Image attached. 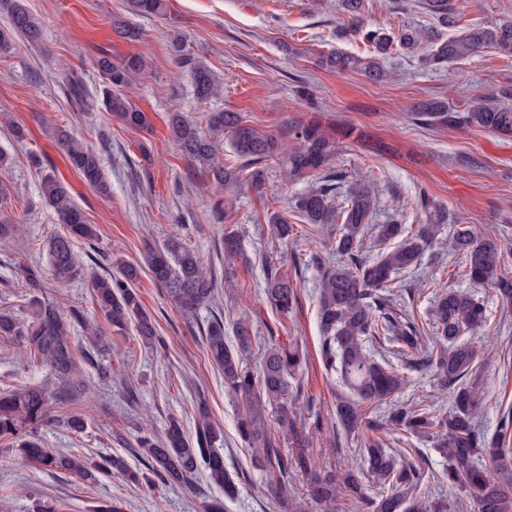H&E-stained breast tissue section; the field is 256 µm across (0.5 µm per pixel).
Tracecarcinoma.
Segmentation results:
<instances>
[{"label": "carcinoma", "mask_w": 512, "mask_h": 512, "mask_svg": "<svg viewBox=\"0 0 512 512\" xmlns=\"http://www.w3.org/2000/svg\"><path fill=\"white\" fill-rule=\"evenodd\" d=\"M337 2L345 16L339 37H358L370 46L372 54L360 57L340 48L323 52L317 64L329 71H360L372 80L381 81L387 77L384 62L396 47L417 55L422 68L435 71L488 47L512 58V23L462 26L463 14L454 0H424L427 11L440 26L462 27L460 33L444 40L437 31L421 26L387 33L365 22V0ZM128 5L131 12L139 15L165 12V0H128ZM8 7L9 26L0 29L1 56L14 49L18 36L29 43H36L42 37L41 22L26 8L24 0H10ZM112 27L126 39L136 41L140 37L138 29L118 16L112 17ZM172 50L175 60L191 71L198 99L208 100L220 93L209 66L186 52L178 34L173 36ZM145 67V59L140 55L120 63L107 57L98 60L103 103L135 128L144 127L147 118L127 101L122 91ZM510 97L512 87L498 96L475 94L462 109L443 100L427 99L417 104L414 116L429 124L478 127L508 136L512 135V107L505 100ZM207 122L203 131L178 110L168 118L171 136L184 157L228 193L227 197L213 201L212 211L216 216L232 208L229 200L241 184L246 182L253 190L262 191L267 165L276 161L293 181L316 177L311 187L292 198L289 208L304 222L309 233L325 232L334 245L335 256L321 261L317 270V317L324 334L327 368L338 373L349 390V394L336 402V418L345 431L362 436L364 441L355 466L344 475L322 465L309 448L305 435L296 428V407L289 396L293 394L296 373L303 361L300 351L265 340L258 346L260 366L254 370L247 364L252 339L244 323L234 327V347L225 340L224 322H213L208 329V357L224 375L225 390L238 401L239 437L245 446L255 450V466L270 477L276 512H300V506L287 491L288 478L297 473L311 479L313 497L322 504L333 505L336 496L341 495L357 512H451L446 499L423 502L415 498L414 491L423 481L424 472L406 454L388 451L383 439L375 435L379 425L364 413L363 404L391 399L406 385V379L388 359L376 357L372 343L381 336L396 347L398 355H417L419 365L435 370L441 385L453 393L452 408L442 414L427 405H391L388 429L416 436L436 435V446L448 461V487L459 493L457 507L466 503L473 507V512H512V474L495 478L483 465L485 460L494 464L506 461L512 448L504 447V441L499 438H489L473 424L476 392L463 384L477 361L475 346L463 336H476L485 326L484 303L473 293L461 290H444L436 295L431 309L436 346L432 352L424 348L420 328L398 312L386 294L396 275L417 266L440 226L448 223V208L421 195L424 217L418 230L409 232L395 219L376 225L375 241L381 249L376 257L366 259L364 241L378 207L376 177L369 174L348 182L331 172L336 146L325 130L312 122L299 124L291 132L296 144L288 148L278 135L244 124L237 112H212ZM51 135L84 181L97 193L108 195L110 185L99 152L67 129L56 127ZM226 140L237 155L247 160L239 170L225 167L220 157ZM340 193L344 199L339 203L336 198ZM41 195L67 227V233L53 237L49 243L53 275L59 280L79 278L84 271L75 261L74 242L79 238H94L93 225L87 223L68 186L55 174L43 175ZM268 223L278 238L286 240L293 236L294 225L288 223V217L274 212ZM452 237L455 250L464 259L468 279L494 286L503 301L512 303V279L501 273L504 252L498 242L479 235L467 224L453 225ZM221 241L224 279L228 281L234 275L235 264H245L249 257L241 249L237 231L224 232ZM390 241L393 246L383 248ZM144 268L186 315L208 304L214 298L215 288L195 251L178 238L170 239L162 248L148 247L141 264L124 262L119 274L94 277L93 299L112 326L122 331L134 325L143 342L154 348L158 342L156 328L134 288ZM265 280L268 303L288 314L294 307L296 288L268 261ZM0 336L22 337L30 360L49 367L63 391L74 392L77 362L66 320L54 302H37L35 316L26 325L0 314ZM269 409L275 412L279 428L291 435V448L280 447V442L270 435L266 418ZM197 411L195 438L186 436L181 425L172 421L161 441L147 438L141 441V447L151 459L150 470L164 481L188 486L203 464L209 483L224 492V499H233L239 489L224 465L223 449L216 447L223 431L210 421L206 404L199 403ZM49 422L48 395L44 388L29 386L0 392V437L17 442V450L28 465L35 469H65L92 478L88 461L42 447L37 429ZM368 430L374 435H367ZM364 478L371 480L379 491L369 494L362 483Z\"/></svg>", "instance_id": "cac0c4a2"}]
</instances>
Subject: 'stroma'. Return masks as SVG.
Listing matches in <instances>:
<instances>
[{"label": "stroma", "mask_w": 512, "mask_h": 512, "mask_svg": "<svg viewBox=\"0 0 512 512\" xmlns=\"http://www.w3.org/2000/svg\"><path fill=\"white\" fill-rule=\"evenodd\" d=\"M41 20L39 44L17 40L0 57V151L12 163L4 176L11 184L0 200V213L15 217L19 233L0 241V313L18 322L31 319L36 302H57L63 313L80 310L100 332L90 339L81 326L70 329L76 358L90 355L82 367L84 387L72 402L50 387L51 425L43 427V447L88 458L99 466L96 483L74 473L36 470L27 466L10 440H0V512H37L47 502H62L66 512H199L212 489L205 473L192 488L166 483L151 475L139 439L161 438L169 420H177L187 436L198 426L197 404L206 402L212 421L223 428L224 460L240 475L239 493L224 512H274L265 471L252 463L253 449L237 433V409L224 390V377L208 359L209 325L225 328L244 322L252 338L275 339L298 346L304 357L298 376L297 427L309 438L324 465L341 466L358 456L356 439L336 424V397L343 390L338 373L326 366L323 334L317 319L318 260L330 249L323 234H294L280 241L267 224L270 213H288V203L305 189L290 183L278 166H270L262 192L243 188L224 217L237 230L250 258L237 265L232 282L224 280L220 225L210 212L213 198L224 191L191 165L170 136L167 117L180 110L199 126L210 113H240L253 128L287 137L291 125L311 120L336 137L335 170L347 177L374 173L378 181L376 223L396 218L417 230L422 213L420 192L448 207L457 223L475 226L479 234L512 249V136L478 129L429 126L414 120L422 100L439 98L460 106L473 93H497L512 85V60L488 48L478 55L432 72L405 54L387 60L390 80L375 83L356 71L331 72L317 66L319 53L341 48L364 56L368 46L358 37L337 38L343 16L336 0H166L164 14L130 15L127 0H25ZM368 23L395 33L406 25L434 26L422 0H371ZM129 17L142 35L138 41L118 36L113 16ZM181 34L187 52L203 59L223 87L208 101L194 94L189 70L178 64L171 49ZM142 55L148 66L126 90L130 101L149 117L146 129H132L106 109L97 94L101 78L97 61H118ZM85 80V103L71 101L66 79L70 72ZM314 90L321 111L309 110L300 86ZM24 127L16 141L11 126ZM60 126L74 131L102 157L111 184L109 195L92 190L71 166L49 131ZM65 181L74 201L95 229L93 239L76 240L74 256L84 278L61 281L50 268L48 241L65 227L41 196L45 162ZM182 239L199 255L216 283L213 302L190 318L170 302L164 288L142 275L137 292L154 319L161 344L143 345L134 328L117 330L92 297L91 275L115 272L117 260L140 262L146 243ZM279 266L297 289L288 315L270 308L265 296L264 262ZM41 274V285L28 287L26 269ZM452 233L441 229L420 264L400 275L390 290L403 314L428 327L429 312L443 288L474 292L487 307V322L476 343L479 369L469 378L479 405L473 417L488 436H495L502 418L512 415V306L496 289L473 285L462 274ZM407 384L400 401L429 404L438 412L452 405L448 390L433 370H414L408 358H392ZM48 371L33 365L19 337H0V389L43 384ZM81 416L83 431L70 429L65 418ZM392 449L410 451L425 471L418 490L431 500L447 489V462L431 440L406 433L385 434ZM121 457L142 474L135 485L104 471L105 459Z\"/></svg>", "instance_id": "obj_1"}]
</instances>
